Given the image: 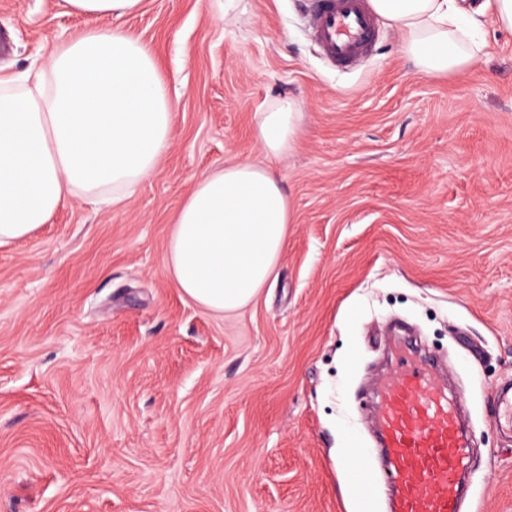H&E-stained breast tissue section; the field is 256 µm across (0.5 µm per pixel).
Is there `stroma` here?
I'll return each instance as SVG.
<instances>
[{
    "instance_id": "1",
    "label": "stroma",
    "mask_w": 512,
    "mask_h": 512,
    "mask_svg": "<svg viewBox=\"0 0 512 512\" xmlns=\"http://www.w3.org/2000/svg\"><path fill=\"white\" fill-rule=\"evenodd\" d=\"M143 0L89 19L62 0H0V67L23 73L81 30L156 54L172 139L127 201L75 202L0 249V512H357L348 440L366 453L364 385L419 342L470 392L462 512H512V31L486 21L472 64L420 73L380 24L362 64L328 65L308 0ZM303 115L265 158L260 112ZM267 162L293 213L273 285L233 315L165 273L177 211L205 172ZM494 417L497 426L512 437V386H501L493 395Z\"/></svg>"
}]
</instances>
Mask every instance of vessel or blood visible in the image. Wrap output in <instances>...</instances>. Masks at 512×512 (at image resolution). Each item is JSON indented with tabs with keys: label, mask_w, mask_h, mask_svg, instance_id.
Masks as SVG:
<instances>
[{
	"label": "vessel or blood",
	"mask_w": 512,
	"mask_h": 512,
	"mask_svg": "<svg viewBox=\"0 0 512 512\" xmlns=\"http://www.w3.org/2000/svg\"><path fill=\"white\" fill-rule=\"evenodd\" d=\"M375 23L368 0H312L311 34L336 67L363 56ZM467 400L465 390H448L431 369L405 359L378 388V446L395 493L391 512H460L470 446L461 417ZM493 403L498 427L512 436V386L496 388ZM370 467L362 458L348 472L362 512H372Z\"/></svg>",
	"instance_id": "b4317fda"
}]
</instances>
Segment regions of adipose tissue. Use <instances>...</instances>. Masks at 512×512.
Here are the masks:
<instances>
[{
	"instance_id": "obj_1",
	"label": "adipose tissue",
	"mask_w": 512,
	"mask_h": 512,
	"mask_svg": "<svg viewBox=\"0 0 512 512\" xmlns=\"http://www.w3.org/2000/svg\"><path fill=\"white\" fill-rule=\"evenodd\" d=\"M396 28L420 72L466 68L461 36L491 15L512 30V0H370ZM173 103L152 49L117 28H89L19 78L0 72V248L29 238L72 202L114 205L157 169L171 144ZM300 107L263 112L257 140L271 156L292 147ZM291 209L265 166L240 161L199 178L171 227L167 275L217 316L248 305L273 280Z\"/></svg>"
}]
</instances>
